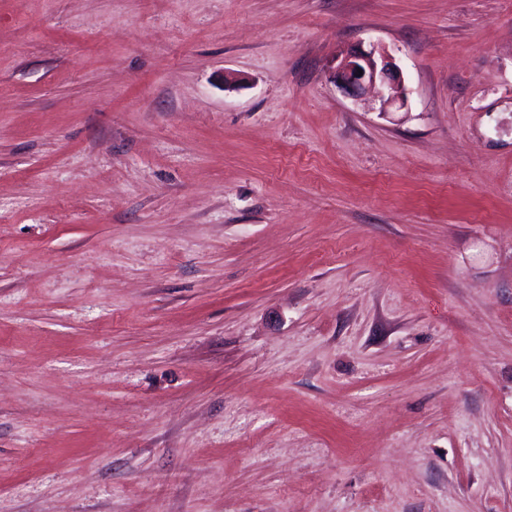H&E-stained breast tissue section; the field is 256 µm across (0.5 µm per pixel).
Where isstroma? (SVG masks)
I'll return each instance as SVG.
<instances>
[{"mask_svg":"<svg viewBox=\"0 0 512 512\" xmlns=\"http://www.w3.org/2000/svg\"><path fill=\"white\" fill-rule=\"evenodd\" d=\"M0 512H512V0H0ZM363 70V74L358 73ZM335 82L348 94L358 96L367 89H387V96L380 92L381 107L407 102V89L402 71L395 57L385 48L372 46L369 50L358 46L336 60L333 66Z\"/></svg>","mask_w":512,"mask_h":512,"instance_id":"35a3bbf8","label":"stroma"}]
</instances>
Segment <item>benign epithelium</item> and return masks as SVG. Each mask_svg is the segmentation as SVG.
Listing matches in <instances>:
<instances>
[{"label": "benign epithelium", "instance_id": "7a95c632", "mask_svg": "<svg viewBox=\"0 0 512 512\" xmlns=\"http://www.w3.org/2000/svg\"><path fill=\"white\" fill-rule=\"evenodd\" d=\"M333 73L337 85L354 96L376 87L387 89V93L380 94L383 108L396 103L403 106L407 102L401 68L395 57L382 47L352 49L336 60Z\"/></svg>", "mask_w": 512, "mask_h": 512}]
</instances>
